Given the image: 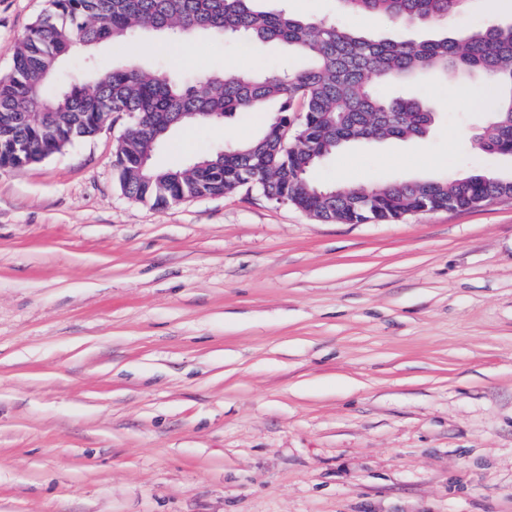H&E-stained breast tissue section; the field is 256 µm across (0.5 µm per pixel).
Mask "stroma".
I'll use <instances>...</instances> for the list:
<instances>
[{"instance_id": "obj_1", "label": "stroma", "mask_w": 512, "mask_h": 512, "mask_svg": "<svg viewBox=\"0 0 512 512\" xmlns=\"http://www.w3.org/2000/svg\"><path fill=\"white\" fill-rule=\"evenodd\" d=\"M47 0H0V78ZM94 67L294 71L279 42L142 31ZM426 137L311 174L358 189L512 174L473 136L477 78L426 79ZM267 113L173 130V166ZM129 125L0 169V512H512V199L326 224L242 189L153 208L114 167Z\"/></svg>"}]
</instances>
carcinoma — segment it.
Returning a JSON list of instances; mask_svg holds the SVG:
<instances>
[{
    "label": "carcinoma",
    "mask_w": 512,
    "mask_h": 512,
    "mask_svg": "<svg viewBox=\"0 0 512 512\" xmlns=\"http://www.w3.org/2000/svg\"><path fill=\"white\" fill-rule=\"evenodd\" d=\"M260 0H48L13 51L0 80V164L37 162L98 133L115 112L130 125L115 153L120 188L153 208L240 188L288 203L323 223L387 224L428 209L466 210L512 195V176L377 184L367 191L315 183L311 170L355 142L419 138L434 107L384 87L422 76H483L496 97L475 136L478 149L512 156V25L456 37L378 38L334 19H308ZM343 10L397 27H443L467 0H338ZM232 35L295 48L307 67L283 72L201 74L190 81L135 67L114 68L85 84L60 83L62 63L79 49L122 45L139 30ZM276 104L256 138L159 167V141L180 125L219 124L234 112Z\"/></svg>",
    "instance_id": "1"
}]
</instances>
